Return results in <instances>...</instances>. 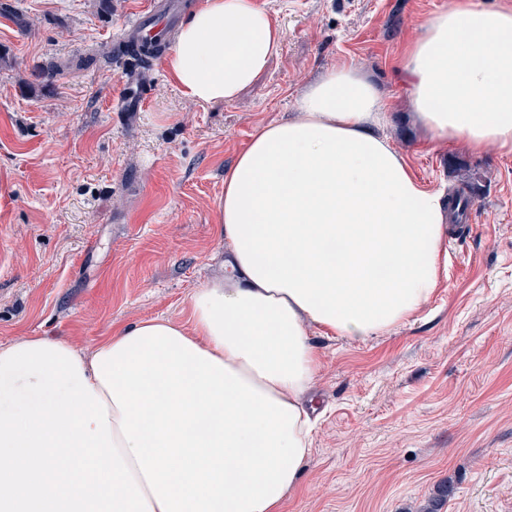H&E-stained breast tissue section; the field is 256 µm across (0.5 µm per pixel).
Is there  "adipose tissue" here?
<instances>
[{
  "label": "adipose tissue",
  "instance_id": "1",
  "mask_svg": "<svg viewBox=\"0 0 512 512\" xmlns=\"http://www.w3.org/2000/svg\"><path fill=\"white\" fill-rule=\"evenodd\" d=\"M283 39L256 0H204L165 69L188 99L228 103ZM401 69L436 141L512 151V8L450 0ZM382 108L346 63L256 131L217 205L224 271L187 322L0 346V512H282L311 453L309 326L367 340L439 280L445 204L372 133Z\"/></svg>",
  "mask_w": 512,
  "mask_h": 512
}]
</instances>
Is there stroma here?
<instances>
[{"label": "stroma", "instance_id": "obj_1", "mask_svg": "<svg viewBox=\"0 0 512 512\" xmlns=\"http://www.w3.org/2000/svg\"><path fill=\"white\" fill-rule=\"evenodd\" d=\"M145 2L0 0V345L187 321L224 260L215 216L238 152L352 61L424 186L481 178L409 322L363 342L312 329L323 414L282 512H418L441 484L442 512H512V152L431 139L400 71L448 0H256L285 37L236 100L185 98L157 59L144 110L118 112L121 61L102 54Z\"/></svg>", "mask_w": 512, "mask_h": 512}]
</instances>
